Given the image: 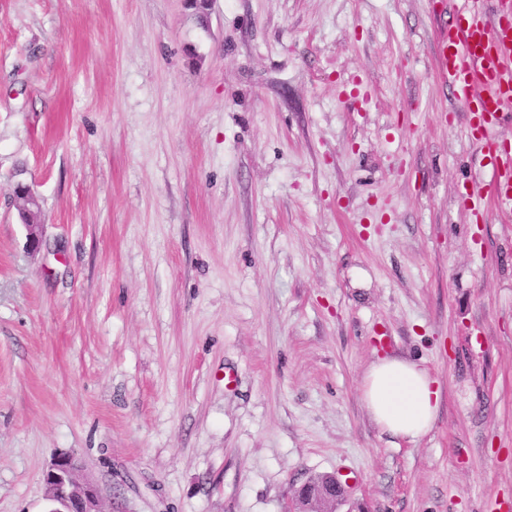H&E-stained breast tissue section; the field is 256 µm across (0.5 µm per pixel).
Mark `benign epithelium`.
<instances>
[{
  "mask_svg": "<svg viewBox=\"0 0 512 512\" xmlns=\"http://www.w3.org/2000/svg\"><path fill=\"white\" fill-rule=\"evenodd\" d=\"M16 193L22 201L23 215L31 221L33 215L28 204L36 197L32 188L17 184ZM79 463L75 455L63 453L46 467L44 480L49 490L53 512H104L96 486L78 477ZM344 489L332 476L309 479L295 496L289 512H335L333 505L342 497Z\"/></svg>",
  "mask_w": 512,
  "mask_h": 512,
  "instance_id": "1",
  "label": "benign epithelium"
}]
</instances>
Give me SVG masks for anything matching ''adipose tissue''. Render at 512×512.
I'll return each mask as SVG.
<instances>
[{
  "label": "adipose tissue",
  "instance_id": "ef3b65f1",
  "mask_svg": "<svg viewBox=\"0 0 512 512\" xmlns=\"http://www.w3.org/2000/svg\"><path fill=\"white\" fill-rule=\"evenodd\" d=\"M362 399L381 431L415 441L433 428L442 393L426 369L409 359L389 356L376 359L366 370Z\"/></svg>",
  "mask_w": 512,
  "mask_h": 512
}]
</instances>
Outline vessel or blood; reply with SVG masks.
I'll use <instances>...</instances> for the list:
<instances>
[{
	"label": "vessel or blood",
	"instance_id": "1",
	"mask_svg": "<svg viewBox=\"0 0 512 512\" xmlns=\"http://www.w3.org/2000/svg\"><path fill=\"white\" fill-rule=\"evenodd\" d=\"M435 64L464 107L468 137L487 146L482 188L461 194L473 223L481 224L487 203L512 211V148L494 142L512 117V0H459L436 38Z\"/></svg>",
	"mask_w": 512,
	"mask_h": 512
}]
</instances>
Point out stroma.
<instances>
[{
  "mask_svg": "<svg viewBox=\"0 0 512 512\" xmlns=\"http://www.w3.org/2000/svg\"><path fill=\"white\" fill-rule=\"evenodd\" d=\"M432 0H0V512H512V222ZM39 198L31 247L17 182ZM386 336L385 345L375 342ZM440 383L381 433L363 373ZM362 399L381 431L415 441L433 428L442 393L426 369L407 358L389 356L377 358L366 370ZM79 463L74 454L63 453L46 467L44 480L49 500L55 506L48 512H105L94 484L78 477ZM344 489L332 476L309 479L295 496L289 512H335L333 505L342 497ZM310 506L309 508H306Z\"/></svg>",
  "mask_w": 512,
  "mask_h": 512,
  "instance_id": "35a3bbf8",
  "label": "stroma"
}]
</instances>
